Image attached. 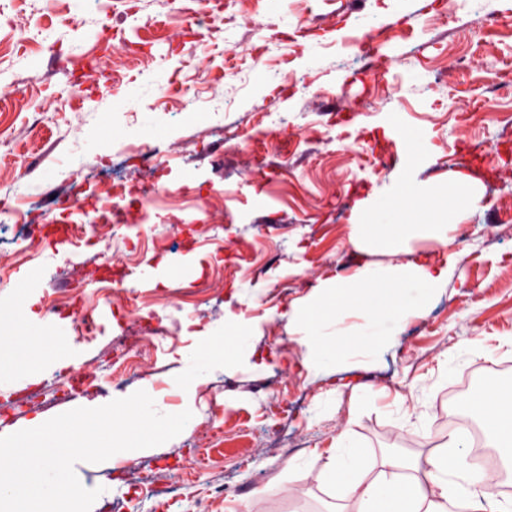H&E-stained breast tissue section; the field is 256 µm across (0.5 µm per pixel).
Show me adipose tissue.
<instances>
[{
	"instance_id": "obj_1",
	"label": "adipose tissue",
	"mask_w": 512,
	"mask_h": 512,
	"mask_svg": "<svg viewBox=\"0 0 512 512\" xmlns=\"http://www.w3.org/2000/svg\"><path fill=\"white\" fill-rule=\"evenodd\" d=\"M484 196L480 179L455 174L442 187L397 178L390 196L363 199L358 222L349 237L360 253L383 241L396 251L413 254L417 243L433 241L448 247L445 264L428 260L403 266L360 268L347 281L328 282V301L315 304L288 322L289 331H304L315 365L374 356L385 339L395 335L406 316L424 313L448 280L453 252L451 215L475 209ZM479 426L486 447L495 449L512 477V395L474 391L456 404ZM365 446L349 433L336 439L320 479L336 497L355 501L357 512H512V499L487 486L468 462V444L458 431L449 433L425 464H391L390 474L370 473Z\"/></svg>"
}]
</instances>
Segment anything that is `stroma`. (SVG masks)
Masks as SVG:
<instances>
[{"label":"stroma","mask_w":512,"mask_h":512,"mask_svg":"<svg viewBox=\"0 0 512 512\" xmlns=\"http://www.w3.org/2000/svg\"><path fill=\"white\" fill-rule=\"evenodd\" d=\"M225 0H0V247H27L35 257L0 281V303L22 295L24 314L0 315V355L21 366L52 361L48 346L31 348L24 335L47 336L43 306L49 296L81 282L77 308L97 307L98 280L132 288L158 329L142 359L139 378L127 380L111 365L114 343L136 328L137 314L121 311L98 321L95 340L71 334L77 358L69 366L98 371L99 389L48 405L26 391L0 394V437L49 420L83 400L101 404L138 390L156 394L170 413L192 405L197 421L178 436L138 457L157 469L159 496L143 499L139 512H354L319 474L339 434L356 436L371 452L375 473L391 455L425 461L458 419L454 386L466 390L512 388V238L497 235L489 210L512 203V173L486 180L478 209L456 214L453 245L461 260L448 271L428 310L404 320L373 360L330 369L310 364L303 342L288 332L291 314L317 303L323 283L354 274L359 265L402 263L388 247L354 252L349 233L360 201L380 192L405 169L432 183L457 171L463 140L512 145V81L503 63L512 59V33L484 27L482 17L512 12V0H253L260 21L285 26L294 53L277 45L238 57L240 77L273 66L268 90L246 84L232 104L209 99L223 86L228 42L245 37L228 23ZM448 8V22L434 15ZM387 15L367 29L363 20ZM130 33L131 42L97 84L79 83L95 66L105 41ZM374 38L394 62L382 80L363 83L344 68L351 40ZM316 61L306 67L305 58ZM163 79L149 97H127L128 88ZM402 91L387 97L385 83ZM22 87V101L13 90ZM191 104L205 116L186 122L165 102ZM285 121L287 148L258 136V114ZM423 136L428 152L410 159L391 123ZM254 139L264 158L251 178L238 176L224 142L225 128ZM363 146L373 165L360 167L344 150ZM163 159L160 181L169 195L150 205V228L122 244L123 264L86 229L79 245L63 232L72 216L56 204L72 174L100 175L103 160L136 174L146 159L139 146ZM41 209L31 210L30 198ZM178 225L171 234L170 225ZM177 259L192 277L169 278ZM162 277L146 283L141 272ZM235 318L246 348L205 374L191 392L172 391L190 360L224 334ZM482 342L487 351L445 376L439 364L458 346ZM373 388L378 401H355ZM429 399H419L420 389ZM331 402L332 411L322 409ZM218 425L211 465L190 460L187 439ZM303 457L306 471L291 475L289 459ZM125 461L77 462L81 483L116 484L91 512H122L138 496L116 483Z\"/></svg>","instance_id":"1"}]
</instances>
